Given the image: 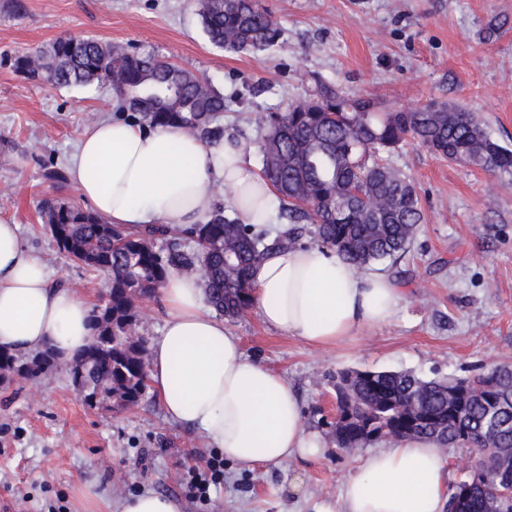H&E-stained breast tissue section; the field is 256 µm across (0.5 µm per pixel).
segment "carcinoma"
Listing matches in <instances>:
<instances>
[{
  "mask_svg": "<svg viewBox=\"0 0 512 512\" xmlns=\"http://www.w3.org/2000/svg\"><path fill=\"white\" fill-rule=\"evenodd\" d=\"M197 13L211 44L228 52L268 50L281 36L258 0H197ZM16 70L55 88L107 85L121 108L151 128L176 126L209 141L223 133L224 94L156 55L61 35L19 57ZM252 121L262 133L261 171L288 220L274 235L220 207L172 238L162 226L116 228L65 202H43L40 218L61 254L108 280L92 309L88 344L65 364L70 379L81 377L86 401L126 409L144 399L149 350L130 331L140 321L139 302L173 272L199 277L209 306L235 320L254 308L253 267L307 233L360 270L404 258L424 221L413 180L387 160L405 139L450 162L512 176V149L494 141L474 113L449 103L383 112L370 99L323 87L309 101L256 112ZM59 361L50 345L23 359L0 347V381L34 382ZM486 382L482 372L453 380L452 388L408 371L343 370L327 426L342 452L408 438L440 448L468 444L480 476L466 471L450 486V512H512V366H498L495 390Z\"/></svg>",
  "mask_w": 512,
  "mask_h": 512,
  "instance_id": "1",
  "label": "carcinoma"
}]
</instances>
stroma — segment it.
<instances>
[{
	"label": "stroma",
	"instance_id": "stroma-1",
	"mask_svg": "<svg viewBox=\"0 0 512 512\" xmlns=\"http://www.w3.org/2000/svg\"><path fill=\"white\" fill-rule=\"evenodd\" d=\"M282 28L262 52L213 46L190 0H0V213L14 218L47 266L52 285L97 302L106 289L59 251L39 218L44 199L88 209L68 180L69 156L86 127L120 117L108 87L47 89L15 69L17 57L68 34L127 50H152L209 81L228 101L224 134L256 160L253 113L286 109L332 86L396 111L432 102L475 112L512 149V30L483 31L512 0H260ZM416 187L426 221L394 280L403 296L391 321L317 348L267 328L257 311L232 322L247 355L298 393L308 429L325 437L313 460L250 470L224 466V483L202 506L186 498L187 471L210 448L169 420L155 394L135 409L89 405L63 370L34 385L0 386V512H81V491L114 502L151 491L183 512H312L337 497L358 452L337 450L331 377L343 369L411 371L457 379L512 364V177L451 163L417 142L390 157Z\"/></svg>",
	"mask_w": 512,
	"mask_h": 512
}]
</instances>
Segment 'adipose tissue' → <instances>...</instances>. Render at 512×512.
<instances>
[{
	"label": "adipose tissue",
	"instance_id": "adipose-tissue-1",
	"mask_svg": "<svg viewBox=\"0 0 512 512\" xmlns=\"http://www.w3.org/2000/svg\"><path fill=\"white\" fill-rule=\"evenodd\" d=\"M68 175L97 215L126 228L205 223L217 185L231 189L230 204L246 223L262 228L275 199L242 143L123 119L102 118L84 131ZM251 281L263 324L315 347L387 323L402 300L388 276L358 271L318 246L271 251ZM161 293L166 318L150 345L148 379L166 415L198 428L209 447L243 467L321 457L324 440L304 427L299 396L244 352L239 337L211 313L199 279L172 273ZM91 310L69 290L51 286L18 224L0 214V346L49 345L70 358L89 339ZM450 479L447 460L431 441L392 442L360 457L340 497L322 500L315 512H446Z\"/></svg>",
	"mask_w": 512,
	"mask_h": 512
}]
</instances>
